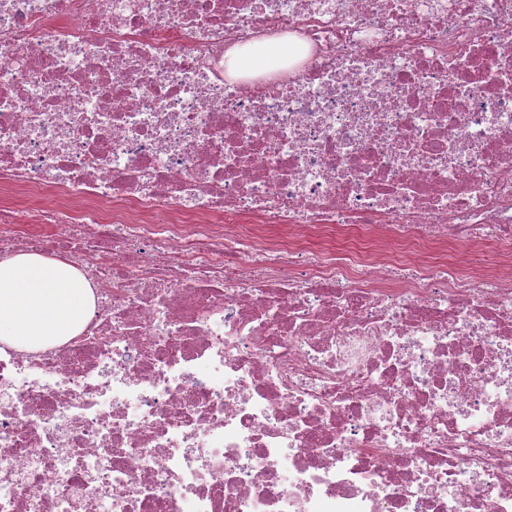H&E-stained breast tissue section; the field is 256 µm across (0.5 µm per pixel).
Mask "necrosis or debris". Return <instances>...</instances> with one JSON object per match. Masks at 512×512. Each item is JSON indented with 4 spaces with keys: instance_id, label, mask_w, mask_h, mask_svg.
I'll list each match as a JSON object with an SVG mask.
<instances>
[{
    "instance_id": "4bbe7bcc",
    "label": "necrosis or debris",
    "mask_w": 512,
    "mask_h": 512,
    "mask_svg": "<svg viewBox=\"0 0 512 512\" xmlns=\"http://www.w3.org/2000/svg\"><path fill=\"white\" fill-rule=\"evenodd\" d=\"M0 185V512H512V0H0ZM295 53L288 39L278 43L247 42L229 50L224 64L229 76L249 77L272 70ZM93 305L89 281L70 261L30 252L0 260V342L55 345L80 331Z\"/></svg>"
}]
</instances>
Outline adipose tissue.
Returning <instances> with one entry per match:
<instances>
[{
	"instance_id": "adipose-tissue-1",
	"label": "adipose tissue",
	"mask_w": 512,
	"mask_h": 512,
	"mask_svg": "<svg viewBox=\"0 0 512 512\" xmlns=\"http://www.w3.org/2000/svg\"><path fill=\"white\" fill-rule=\"evenodd\" d=\"M296 49L289 41L247 42L229 50L225 67L240 78L272 70ZM91 285L73 263L22 252L0 260V342L38 350L76 335L93 312Z\"/></svg>"
}]
</instances>
